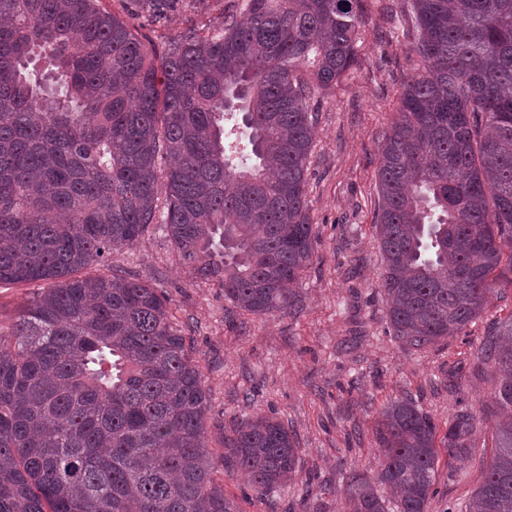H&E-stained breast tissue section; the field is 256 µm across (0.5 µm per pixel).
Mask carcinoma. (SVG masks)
<instances>
[{
  "mask_svg": "<svg viewBox=\"0 0 512 512\" xmlns=\"http://www.w3.org/2000/svg\"><path fill=\"white\" fill-rule=\"evenodd\" d=\"M102 0H0V286L43 283L0 329V512H235L209 460L208 392L170 300L112 268L157 225L195 281L286 313L308 267L316 93L356 61L363 0H230L155 43ZM156 30L204 0H129ZM423 71L381 145V288L416 352L460 335L512 285V0H406ZM480 353L512 407V317ZM462 407L442 440L475 448ZM465 512H512V421ZM437 425L382 410L380 462L348 512H427ZM259 495L298 448L261 416L224 435Z\"/></svg>",
  "mask_w": 512,
  "mask_h": 512,
  "instance_id": "1",
  "label": "carcinoma"
}]
</instances>
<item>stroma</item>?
<instances>
[{
    "instance_id": "obj_1",
    "label": "stroma",
    "mask_w": 512,
    "mask_h": 512,
    "mask_svg": "<svg viewBox=\"0 0 512 512\" xmlns=\"http://www.w3.org/2000/svg\"><path fill=\"white\" fill-rule=\"evenodd\" d=\"M402 9V0H364L357 62L336 91L316 97L306 197L314 255L293 288L294 311L237 309L217 283L190 281L155 229L111 256L114 268L148 278L171 300L209 395L210 458L236 512H344L348 477L377 468L378 413L400 398L441 428L464 405L477 420L468 459L439 449L427 512H459L496 452L495 378L479 348L487 325L512 316V288L492 289L466 334L419 352L393 337L386 318L375 227L379 149L404 83L421 66ZM256 415L283 422L298 448L294 479L262 496L225 466L222 446L225 432Z\"/></svg>"
}]
</instances>
